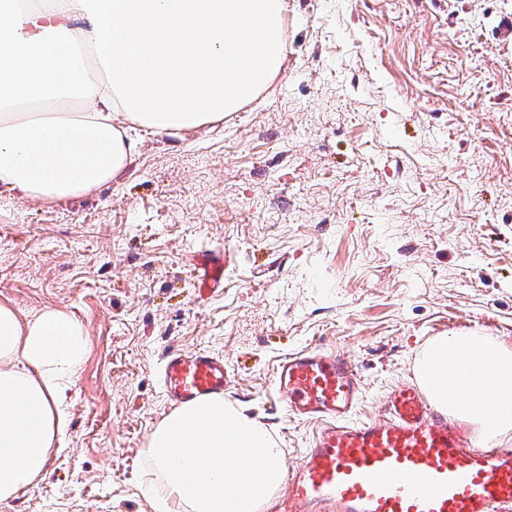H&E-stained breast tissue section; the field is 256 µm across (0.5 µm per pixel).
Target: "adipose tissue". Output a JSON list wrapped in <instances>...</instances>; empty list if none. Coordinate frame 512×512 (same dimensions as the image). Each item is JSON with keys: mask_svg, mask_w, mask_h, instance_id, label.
<instances>
[{"mask_svg": "<svg viewBox=\"0 0 512 512\" xmlns=\"http://www.w3.org/2000/svg\"><path fill=\"white\" fill-rule=\"evenodd\" d=\"M285 0H0V185L47 203L96 192L129 165L131 129L191 130L281 72ZM87 355L63 308L0 303V502L42 479ZM418 378L434 405L512 441V349L438 336ZM144 490L158 512H262L281 486L268 428L215 396L152 430Z\"/></svg>", "mask_w": 512, "mask_h": 512, "instance_id": "adipose-tissue-1", "label": "adipose tissue"}]
</instances>
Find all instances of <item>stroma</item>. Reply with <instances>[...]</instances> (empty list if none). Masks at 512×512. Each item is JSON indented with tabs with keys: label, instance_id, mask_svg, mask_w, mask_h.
I'll return each instance as SVG.
<instances>
[{
	"label": "stroma",
	"instance_id": "stroma-1",
	"mask_svg": "<svg viewBox=\"0 0 512 512\" xmlns=\"http://www.w3.org/2000/svg\"><path fill=\"white\" fill-rule=\"evenodd\" d=\"M286 61L240 111L133 130L127 169L63 204L0 211V300L68 309L88 354L46 476L0 512H155L148 436L168 346L223 356L225 400L285 464L318 425L274 388L288 354L340 350L356 420L436 336L512 348V0H287ZM234 254L199 296L192 256Z\"/></svg>",
	"mask_w": 512,
	"mask_h": 512
}]
</instances>
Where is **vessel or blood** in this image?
Listing matches in <instances>:
<instances>
[{
  "mask_svg": "<svg viewBox=\"0 0 512 512\" xmlns=\"http://www.w3.org/2000/svg\"><path fill=\"white\" fill-rule=\"evenodd\" d=\"M231 254L194 260L201 294L224 285ZM158 381L174 407L223 394L222 356L168 348ZM274 385L295 418L320 422L287 471L271 512H512V448L476 442L437 411L416 382L392 387L381 417L356 422L362 396L352 363L320 347L289 354Z\"/></svg>",
  "mask_w": 512,
  "mask_h": 512,
  "instance_id": "vessel-or-blood-1",
  "label": "vessel or blood"
}]
</instances>
